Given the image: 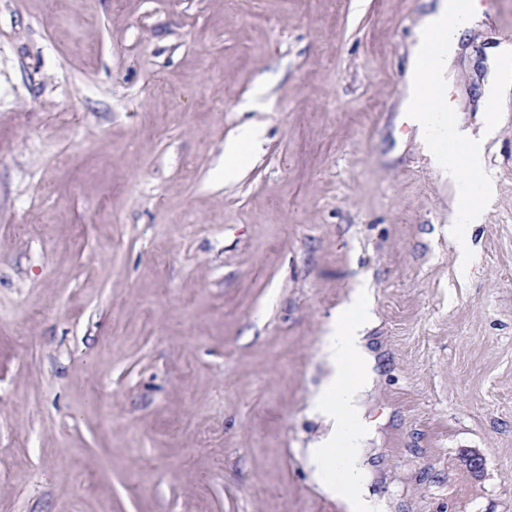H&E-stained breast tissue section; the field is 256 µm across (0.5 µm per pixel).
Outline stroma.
<instances>
[{"mask_svg":"<svg viewBox=\"0 0 512 512\" xmlns=\"http://www.w3.org/2000/svg\"><path fill=\"white\" fill-rule=\"evenodd\" d=\"M470 5L471 228L404 107L427 0H0V512H348L307 450L360 285L379 512H512V0ZM259 135V130L255 127H246L224 146L225 181L235 180L240 175L249 156V146L257 142Z\"/></svg>","mask_w":512,"mask_h":512,"instance_id":"35a3bbf8","label":"stroma"}]
</instances>
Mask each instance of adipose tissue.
<instances>
[{
  "mask_svg": "<svg viewBox=\"0 0 512 512\" xmlns=\"http://www.w3.org/2000/svg\"><path fill=\"white\" fill-rule=\"evenodd\" d=\"M474 16L458 9L455 0H435L418 32L407 71L406 102L420 115V143L443 177L458 189L456 216L459 223L474 226L483 221V208L467 188L486 174L482 140L447 114L426 109L429 99L447 83L448 68L460 50V36ZM364 287H356L338 311L323 341L322 352L333 368L313 398L315 412L329 432L308 451L323 490L345 500L350 512H372L361 492L355 464L364 428L360 422V395L372 377L373 362L361 346L362 331L369 319Z\"/></svg>",
  "mask_w": 512,
  "mask_h": 512,
  "instance_id": "adipose-tissue-1",
  "label": "adipose tissue"
}]
</instances>
